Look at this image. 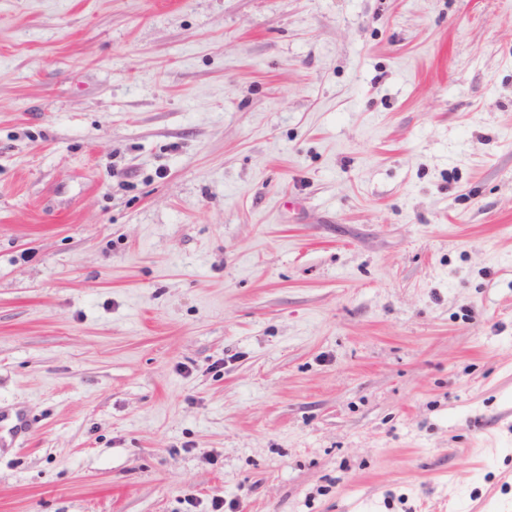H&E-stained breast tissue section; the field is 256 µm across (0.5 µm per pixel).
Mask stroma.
Wrapping results in <instances>:
<instances>
[{"instance_id":"35a3bbf8","label":"stroma","mask_w":512,"mask_h":512,"mask_svg":"<svg viewBox=\"0 0 512 512\" xmlns=\"http://www.w3.org/2000/svg\"><path fill=\"white\" fill-rule=\"evenodd\" d=\"M20 413L0 512H512V0H0Z\"/></svg>"}]
</instances>
